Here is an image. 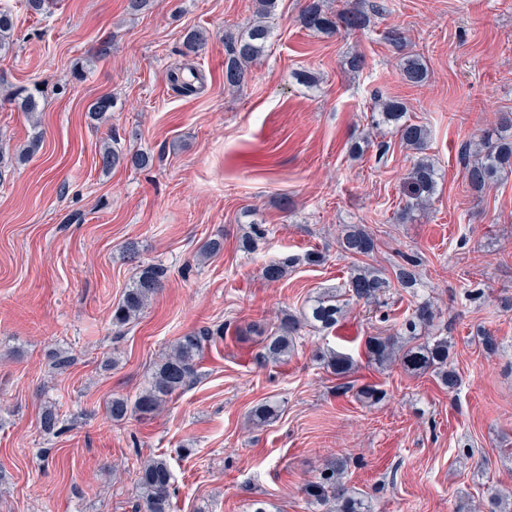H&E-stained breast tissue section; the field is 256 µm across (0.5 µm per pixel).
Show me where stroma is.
<instances>
[{
	"mask_svg": "<svg viewBox=\"0 0 512 512\" xmlns=\"http://www.w3.org/2000/svg\"><path fill=\"white\" fill-rule=\"evenodd\" d=\"M302 4L277 0L263 55L230 88L224 37L251 24L259 0H150L138 12L128 0H54L40 15L0 0L14 20L0 51V512H135L134 472L110 466L158 455L173 471V512H309L303 484L340 457L372 512H458L512 494V310L501 304L512 299V173L478 194L462 159L512 112V0H326L367 17L333 36L301 27ZM394 28L402 45L387 38ZM191 29L206 36L195 55L183 46ZM411 54L428 67L423 85L401 77ZM177 68L196 72V93L170 82ZM103 95L116 106L97 123L88 108ZM379 98L426 126L439 173L428 209L405 223L415 153L391 127H371ZM111 133L152 166L103 171ZM366 133L370 147L351 155ZM254 222L271 233L250 253L241 239ZM345 224L374 233L370 262L386 274L416 256L417 288L390 299L388 321L377 304H353L335 329L302 328L287 361L260 360L248 324L276 330L344 289L358 265L336 247ZM214 235L223 252L201 257ZM312 249L322 265L303 263ZM287 256L299 263L284 279H263L265 261ZM147 264L164 268L162 288L114 327L113 305ZM476 286L485 296L474 302ZM425 300L432 335L453 344L452 392L367 360L366 337L396 332ZM216 326L224 336L193 384L151 417L112 421V396L135 397L181 336ZM482 330L498 352L484 351ZM323 347L354 358L348 380L322 368ZM61 350L74 362L57 372ZM366 384L384 390L380 403L358 398ZM268 399L279 416L253 420ZM47 405L60 434L40 429Z\"/></svg>",
	"mask_w": 512,
	"mask_h": 512,
	"instance_id": "35a3bbf8",
	"label": "stroma"
}]
</instances>
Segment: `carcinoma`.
Masks as SVG:
<instances>
[{
  "mask_svg": "<svg viewBox=\"0 0 512 512\" xmlns=\"http://www.w3.org/2000/svg\"><path fill=\"white\" fill-rule=\"evenodd\" d=\"M299 22L307 30L332 35L341 28L346 31L359 29L366 19L364 14L356 10L347 8L334 13L325 8L323 0H304ZM12 27V17L0 10V50L9 47ZM269 37V26L263 21H257L238 36L228 38V57L224 62L225 86L235 88L246 81L249 64L262 56ZM204 45L205 35L202 32L192 30L186 34V53L196 54ZM401 74L407 83L417 86L428 78L426 65L416 55H408L403 59ZM379 107L380 112L371 114V124L393 125L401 144L418 154L407 181L410 202L401 212V219L406 220L414 211L427 207L437 187V169L434 162L425 155L428 130L406 120V107L396 99H386L379 103ZM113 108V99L104 95L92 104V115L103 121ZM499 125L504 135L494 141L481 139L469 150L471 160L465 166V180L476 193L483 192L512 172V113H504L499 118ZM100 158L102 167L109 169L124 164L145 168L151 163V157L146 153L126 154L108 142L104 144ZM336 244L341 255L352 258L370 257L377 249L373 234L356 224L341 229ZM294 263L295 259L290 257L271 259L264 265L262 275L268 282H278L288 275ZM416 266V257H405V264L398 267L393 279L372 265L356 267L347 282L351 299L371 303L380 300L393 289L407 290L415 287ZM164 279L165 271L161 267L149 266L142 269L112 309V324L123 327L136 320L151 297L163 287ZM344 313L345 305L340 303L336 294L327 293L317 297L307 311L298 316L286 315L273 335L262 337L260 356L274 361L287 357L294 348L295 335L302 323L316 322L322 328H330L336 325ZM435 317L432 304L423 301L415 306L396 334L367 337L365 348L369 361L380 369L398 362L410 373H429L448 390L456 389L459 377L450 366V340L445 336H428L424 341H418V331L431 326ZM216 336H224V329L218 328L214 332L203 329L181 337L172 351L159 362L135 400L131 401L122 395L112 397L108 405V414L112 420L121 421L133 415L150 416L158 412L169 398L198 377L200 356L206 343ZM316 358L324 368L338 377H346L355 369L353 359L343 353L320 351ZM40 424L42 431L48 435L61 432V417L54 406L43 409ZM346 467V459L337 458L324 464L313 479L304 484L302 492L310 508L326 507L328 512H369L364 500L344 483ZM173 482V473L165 457L160 455L144 461L137 472L140 499L137 509L140 512H169Z\"/></svg>",
  "mask_w": 512,
  "mask_h": 512,
  "instance_id": "cac0c4a2",
  "label": "carcinoma"
}]
</instances>
